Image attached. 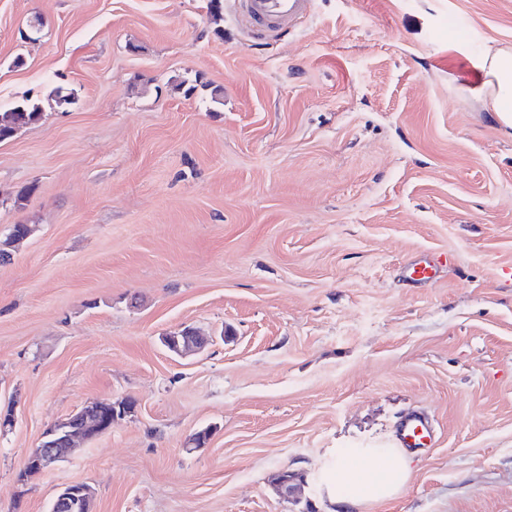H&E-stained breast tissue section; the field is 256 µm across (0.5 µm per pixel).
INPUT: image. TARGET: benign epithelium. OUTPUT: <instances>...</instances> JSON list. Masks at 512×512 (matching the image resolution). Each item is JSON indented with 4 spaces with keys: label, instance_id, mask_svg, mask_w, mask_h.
Instances as JSON below:
<instances>
[{
    "label": "benign epithelium",
    "instance_id": "obj_1",
    "mask_svg": "<svg viewBox=\"0 0 512 512\" xmlns=\"http://www.w3.org/2000/svg\"><path fill=\"white\" fill-rule=\"evenodd\" d=\"M164 346L176 355H184L203 348L207 340L196 330L178 329L162 337ZM131 410L127 406L116 407L112 400L97 399L84 405L79 411L50 425L43 433L39 445L28 454L23 476L33 477L44 473L71 455L76 441L92 440L112 429ZM297 475L283 469L273 477L277 492L288 498L298 491ZM93 495L88 485L73 483L64 486L54 499L55 512H92Z\"/></svg>",
    "mask_w": 512,
    "mask_h": 512
}]
</instances>
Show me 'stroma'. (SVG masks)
<instances>
[{
    "label": "stroma",
    "instance_id": "obj_1",
    "mask_svg": "<svg viewBox=\"0 0 512 512\" xmlns=\"http://www.w3.org/2000/svg\"><path fill=\"white\" fill-rule=\"evenodd\" d=\"M221 3L0 0V112L43 110L0 143V236L36 227L0 262V512L70 483L94 512H333L337 451L413 410L436 443L366 512H512V138L472 91L512 0H314L266 40ZM184 326L210 342L179 357ZM97 398L135 407L20 481Z\"/></svg>",
    "mask_w": 512,
    "mask_h": 512
}]
</instances>
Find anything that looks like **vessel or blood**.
Wrapping results in <instances>:
<instances>
[{"instance_id": "vessel-or-blood-1", "label": "vessel or blood", "mask_w": 512, "mask_h": 512, "mask_svg": "<svg viewBox=\"0 0 512 512\" xmlns=\"http://www.w3.org/2000/svg\"><path fill=\"white\" fill-rule=\"evenodd\" d=\"M235 17L247 35L264 31L273 36L294 28L308 16L312 0H234ZM397 445L401 448H425L433 438V427L421 413H408L397 429Z\"/></svg>"}]
</instances>
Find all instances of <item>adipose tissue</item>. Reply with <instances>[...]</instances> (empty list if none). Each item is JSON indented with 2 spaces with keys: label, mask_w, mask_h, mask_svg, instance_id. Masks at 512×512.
<instances>
[{
  "label": "adipose tissue",
  "mask_w": 512,
  "mask_h": 512,
  "mask_svg": "<svg viewBox=\"0 0 512 512\" xmlns=\"http://www.w3.org/2000/svg\"><path fill=\"white\" fill-rule=\"evenodd\" d=\"M474 92L484 98L500 131L512 137V49L488 50L479 62ZM412 459L396 448L368 449L359 459L338 452L332 476L324 489L341 512L396 497L410 479Z\"/></svg>",
  "instance_id": "1"
}]
</instances>
